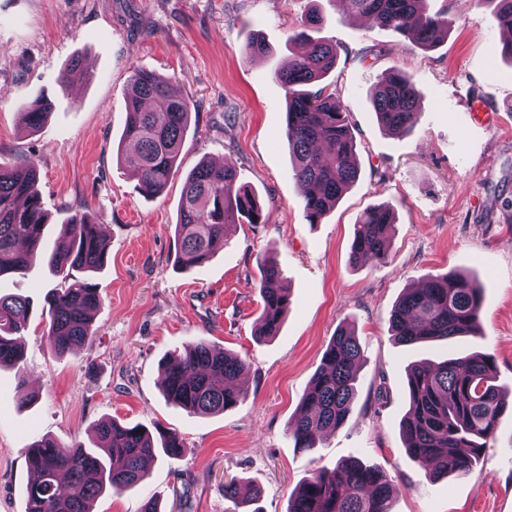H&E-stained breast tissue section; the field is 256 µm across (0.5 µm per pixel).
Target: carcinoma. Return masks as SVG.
<instances>
[{
  "label": "carcinoma",
  "mask_w": 512,
  "mask_h": 512,
  "mask_svg": "<svg viewBox=\"0 0 512 512\" xmlns=\"http://www.w3.org/2000/svg\"><path fill=\"white\" fill-rule=\"evenodd\" d=\"M490 22L512 31V0H494ZM353 14L377 22L416 47H436L448 35V20L432 15L425 0H341ZM336 47L323 42L288 58L275 73L287 101L284 137L294 178L303 191L306 221L317 224L360 176L356 140L347 108L321 81L336 66ZM421 92L398 68L381 75L370 102L381 129L388 134L412 131ZM123 139L132 148L122 156L147 196L161 194L176 167L192 113L188 98L172 91L152 72L132 68L125 91ZM49 104L35 97L19 112L21 126L37 131ZM35 163L14 167L0 163V278L23 274L38 264L58 280L44 297L46 336L62 354L91 340L92 313L102 297L90 274L107 262L95 215L82 212L64 225L52 249L44 247L48 215L36 190ZM262 209L255 194L237 184L232 161L216 167L201 160L185 177L176 224L177 263L184 269L203 266L224 250L229 224H259ZM395 213L380 204L363 211L354 227L349 262L380 261L387 255ZM83 276L77 277L75 273ZM280 269L270 260L258 283L263 301L254 331L262 342L278 333L289 299L279 285ZM482 310V290L472 277L457 272L428 274L409 289L391 311L392 336L407 345L450 342L475 334ZM33 312L31 300L0 295V365L21 361L20 339ZM364 357L355 333L337 329L312 375L299 415L289 428L294 447H317L320 438L341 427L357 391V371ZM249 365L237 355L204 340L186 343L178 359L164 367L163 392L189 414L222 413L246 398L239 384ZM491 355H449L441 362L424 359L406 371L409 408L402 436L409 456L429 459L430 477L468 474L495 436L502 415L512 405L495 384ZM92 447L64 452L52 439L35 441L36 454L26 460L36 475L26 490V512H93L94 501L110 488L131 490L146 476L145 459L159 448L171 459L183 455L182 438L161 431L158 439L138 426L103 419L93 428ZM397 488L373 466L345 460L331 471L304 480L289 501L288 512H392ZM260 489L224 483V497L256 499Z\"/></svg>",
  "instance_id": "obj_1"
}]
</instances>
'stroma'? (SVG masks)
Here are the masks:
<instances>
[{"label": "stroma", "instance_id": "stroma-1", "mask_svg": "<svg viewBox=\"0 0 512 512\" xmlns=\"http://www.w3.org/2000/svg\"><path fill=\"white\" fill-rule=\"evenodd\" d=\"M448 17L437 47L403 48L391 30L357 21L336 0H0V162L38 168L48 240L76 212L100 221L108 260L93 280L103 303L91 343L58 355L32 317L23 361L0 367V512H25V450L41 437L63 450L88 444L112 418L177 432L186 455L155 454L139 487L105 492L94 512H288L291 495L319 470L350 457L378 466L398 487L393 512H512V412L467 475L435 480L402 437L406 369L430 348L394 341L389 315L429 273L477 279L478 334L458 353L489 354L512 391V57L486 23L488 0H426ZM325 15L309 40L335 43L326 81L349 112L357 183L318 224L304 218L283 135L285 94L275 78L311 8ZM262 34L267 54L246 52ZM83 75L62 84L64 68ZM169 81L194 104L177 168L165 191L140 193L120 161L125 84L132 67ZM397 67L421 92L412 132L384 133L369 102L381 73ZM44 95L51 115L37 132L22 105ZM233 160L238 182L262 206L259 224H233L203 267L176 263L175 224L186 173L199 161ZM386 202L396 224L385 262L351 265L354 226ZM279 264L290 306L277 336L253 338L262 309L261 266ZM364 351L352 412L316 448H296L288 428L340 325ZM202 338L245 359L247 398L221 413L192 415L163 395L161 367ZM257 485L249 503L225 499V481Z\"/></svg>", "mask_w": 512, "mask_h": 512}]
</instances>
